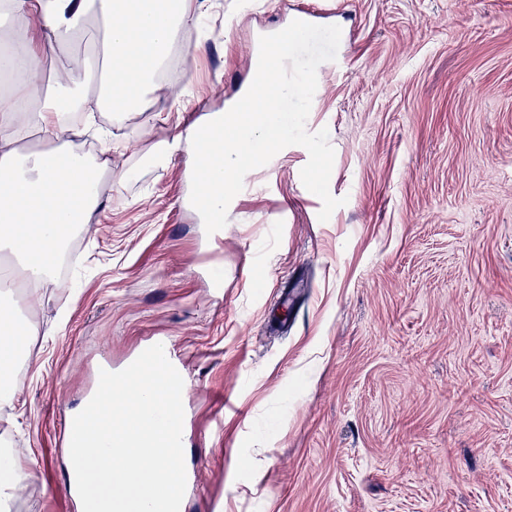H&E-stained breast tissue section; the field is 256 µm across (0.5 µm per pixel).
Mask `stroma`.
I'll use <instances>...</instances> for the list:
<instances>
[{
    "mask_svg": "<svg viewBox=\"0 0 512 512\" xmlns=\"http://www.w3.org/2000/svg\"><path fill=\"white\" fill-rule=\"evenodd\" d=\"M345 36L317 69L308 131L335 151L327 221L284 148L229 205L220 258L190 203L186 152L154 144L249 85L254 37L296 10ZM180 32L192 106L160 93L101 121L123 143L106 207L55 262L39 333L0 401L29 478L14 512L67 496L71 412L105 367L174 346L183 512H512V0H206ZM133 178H123V171ZM223 276L213 291L208 273ZM286 318L287 329L276 326Z\"/></svg>",
    "mask_w": 512,
    "mask_h": 512,
    "instance_id": "1",
    "label": "stroma"
}]
</instances>
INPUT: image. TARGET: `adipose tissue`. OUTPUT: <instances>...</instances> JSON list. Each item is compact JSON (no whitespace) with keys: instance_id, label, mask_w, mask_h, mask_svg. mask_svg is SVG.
<instances>
[{"instance_id":"ef3b65f1","label":"adipose tissue","mask_w":512,"mask_h":512,"mask_svg":"<svg viewBox=\"0 0 512 512\" xmlns=\"http://www.w3.org/2000/svg\"><path fill=\"white\" fill-rule=\"evenodd\" d=\"M201 8L189 0H0V21L19 20L0 53V71L20 74L0 97V295L18 283L50 285L53 266L75 229L94 223L105 207L103 175L112 171L113 145L100 132V149L79 154L74 140L96 129L87 99L121 116L140 110L146 92L160 91L158 75L177 34L198 27ZM103 31L102 68L90 59L61 67L52 84H36L46 58L63 54L84 24ZM42 145L23 148L30 135Z\"/></svg>"}]
</instances>
